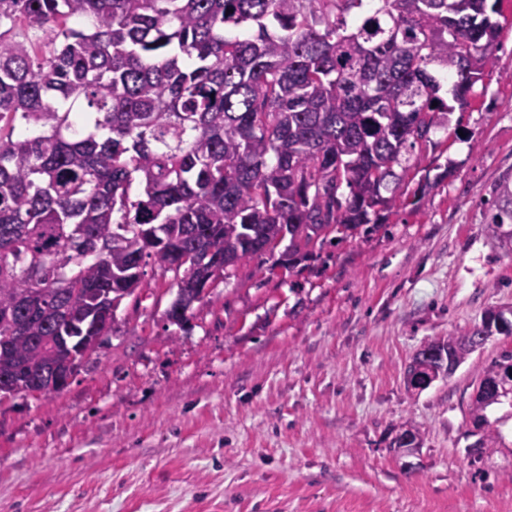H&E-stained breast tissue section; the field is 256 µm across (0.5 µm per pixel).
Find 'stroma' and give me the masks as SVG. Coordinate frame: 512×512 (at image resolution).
I'll return each mask as SVG.
<instances>
[{
  "label": "stroma",
  "mask_w": 512,
  "mask_h": 512,
  "mask_svg": "<svg viewBox=\"0 0 512 512\" xmlns=\"http://www.w3.org/2000/svg\"><path fill=\"white\" fill-rule=\"evenodd\" d=\"M460 118L463 139L436 131L408 174L450 170L420 202L289 268L251 258L185 328L149 271L62 391L0 399V512H512V404L487 408L504 440L479 457L469 414L512 336L404 380L425 344L512 307L491 226L512 82L486 70ZM407 428L419 445L397 451Z\"/></svg>",
  "instance_id": "35a3bbf8"
}]
</instances>
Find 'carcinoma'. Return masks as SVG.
I'll use <instances>...</instances> for the list:
<instances>
[{"mask_svg":"<svg viewBox=\"0 0 512 512\" xmlns=\"http://www.w3.org/2000/svg\"><path fill=\"white\" fill-rule=\"evenodd\" d=\"M505 0H0V390L38 387L82 336L172 274L179 328L217 281L288 240L377 227L411 160L448 129L495 54ZM47 36L41 47L31 31ZM493 231L512 242V185ZM512 336L486 312L426 345L436 380L474 336ZM512 350L479 376L473 447L503 436L485 411Z\"/></svg>","mask_w":512,"mask_h":512,"instance_id":"1","label":"carcinoma"}]
</instances>
